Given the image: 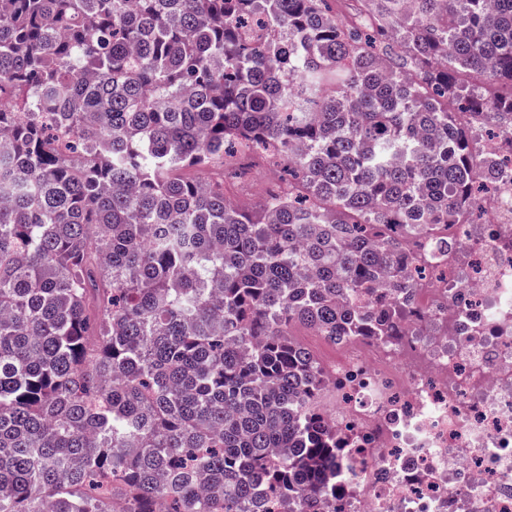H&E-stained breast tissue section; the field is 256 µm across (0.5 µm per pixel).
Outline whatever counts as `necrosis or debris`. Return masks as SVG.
I'll return each instance as SVG.
<instances>
[{
  "mask_svg": "<svg viewBox=\"0 0 512 512\" xmlns=\"http://www.w3.org/2000/svg\"><path fill=\"white\" fill-rule=\"evenodd\" d=\"M477 224H441L407 256L423 271L398 343L358 339L332 372L343 512H512V154Z\"/></svg>",
  "mask_w": 512,
  "mask_h": 512,
  "instance_id": "necrosis-or-debris-1",
  "label": "necrosis or debris"
}]
</instances>
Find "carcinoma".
<instances>
[{
  "mask_svg": "<svg viewBox=\"0 0 512 512\" xmlns=\"http://www.w3.org/2000/svg\"><path fill=\"white\" fill-rule=\"evenodd\" d=\"M362 2L0 0V512L336 501L293 328L400 335L405 239L495 173L447 100L512 136V0ZM235 142L262 218L185 175ZM280 174L279 167L262 162L244 178L225 179L224 192L241 210L260 212L268 186L271 183H279Z\"/></svg>",
  "mask_w": 512,
  "mask_h": 512,
  "instance_id": "cac0c4a2",
  "label": "carcinoma"
}]
</instances>
